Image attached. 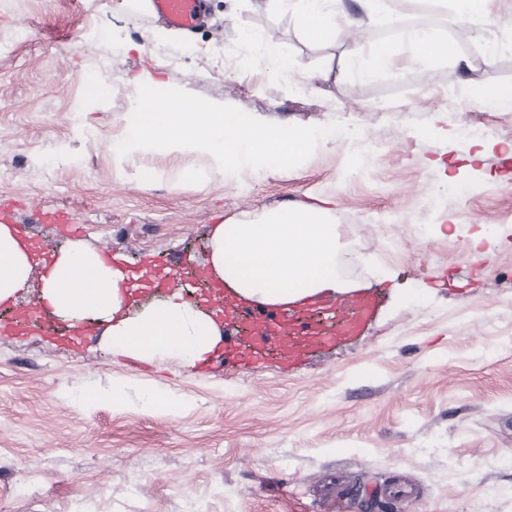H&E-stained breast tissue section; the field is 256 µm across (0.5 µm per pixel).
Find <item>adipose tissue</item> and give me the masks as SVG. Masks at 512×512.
Masks as SVG:
<instances>
[{"label":"adipose tissue","mask_w":512,"mask_h":512,"mask_svg":"<svg viewBox=\"0 0 512 512\" xmlns=\"http://www.w3.org/2000/svg\"><path fill=\"white\" fill-rule=\"evenodd\" d=\"M296 5L308 39L318 42L339 30L333 0H296ZM407 42L396 52L378 43L364 48L366 76L458 57L452 43L437 42L428 30L411 31ZM207 262L218 281L244 298L285 305L335 287L336 227L311 210L264 211L247 222L230 220L212 227ZM31 273L30 254L16 228L0 224V304L16 302ZM41 280V298L57 315L69 320L93 315L106 323V340L116 354L144 361L169 357L192 366L223 336L209 314L178 294L137 315L124 314L127 274L78 241L56 253Z\"/></svg>","instance_id":"adipose-tissue-1"}]
</instances>
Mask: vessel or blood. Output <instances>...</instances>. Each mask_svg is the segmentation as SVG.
Returning <instances> with one entry per match:
<instances>
[{
    "label": "vessel or blood",
    "instance_id": "vessel-or-blood-1",
    "mask_svg": "<svg viewBox=\"0 0 512 512\" xmlns=\"http://www.w3.org/2000/svg\"><path fill=\"white\" fill-rule=\"evenodd\" d=\"M149 16L184 32L203 21V0H145ZM210 304L224 323V354L242 364L274 355L280 369L291 368L311 351L360 334L376 305L374 292L305 296L285 306L253 304L232 288H213Z\"/></svg>",
    "mask_w": 512,
    "mask_h": 512
}]
</instances>
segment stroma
Wrapping results in <instances>:
<instances>
[{
  "label": "stroma",
  "mask_w": 512,
  "mask_h": 512,
  "mask_svg": "<svg viewBox=\"0 0 512 512\" xmlns=\"http://www.w3.org/2000/svg\"><path fill=\"white\" fill-rule=\"evenodd\" d=\"M339 2L354 37L315 43L272 0H208L186 38L158 36L135 0H0L12 47L0 54V201L20 202L26 236L66 247L36 214L69 211L87 245L136 277L185 254L205 261L223 219L322 207L353 268L342 292L378 295L359 336L285 372L220 349L204 370L144 363L112 354L95 321L73 348L51 311L41 332L0 336V512H512V115L477 100L512 87V52L489 54L446 7L438 21L468 69L362 79L347 61L371 42L380 4ZM105 31L126 53L111 56ZM272 40L298 62L288 77L225 67ZM94 72L98 95L81 79ZM136 76L266 122L358 127L377 161L362 170L359 147L338 145L237 182L190 154L120 160ZM452 112L486 128L481 142L457 135ZM449 183L468 196H445L432 228L406 221ZM151 391L177 408L147 409ZM394 483L413 494L378 495Z\"/></svg>",
  "instance_id": "1"
}]
</instances>
